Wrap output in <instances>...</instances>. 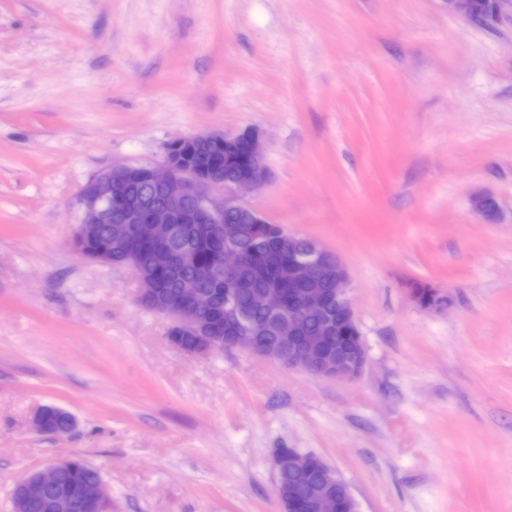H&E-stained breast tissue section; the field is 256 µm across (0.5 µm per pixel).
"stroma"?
Segmentation results:
<instances>
[{
  "label": "stroma",
  "instance_id": "35a3bbf8",
  "mask_svg": "<svg viewBox=\"0 0 512 512\" xmlns=\"http://www.w3.org/2000/svg\"><path fill=\"white\" fill-rule=\"evenodd\" d=\"M247 128L268 178L240 202L349 270L355 380L180 350L130 267L72 248L100 171ZM46 406L74 429L36 432ZM277 448L321 456L359 512H512V14L489 31L446 0H0V512L71 456L112 512H283Z\"/></svg>",
  "mask_w": 512,
  "mask_h": 512
}]
</instances>
